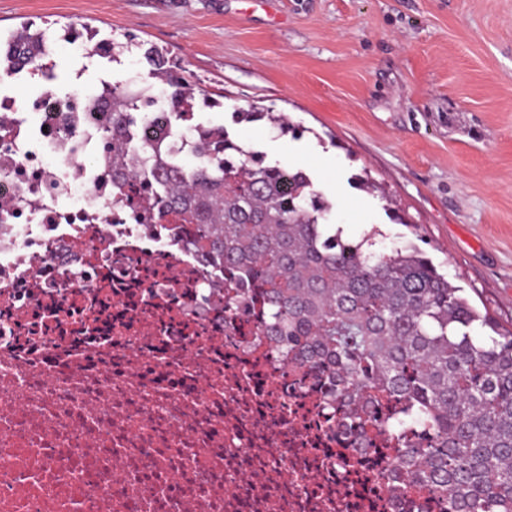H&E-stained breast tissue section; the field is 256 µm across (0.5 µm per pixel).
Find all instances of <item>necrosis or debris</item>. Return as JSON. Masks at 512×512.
Returning a JSON list of instances; mask_svg holds the SVG:
<instances>
[{
	"mask_svg": "<svg viewBox=\"0 0 512 512\" xmlns=\"http://www.w3.org/2000/svg\"><path fill=\"white\" fill-rule=\"evenodd\" d=\"M0 62V512H442L276 361L189 225L112 193L92 93Z\"/></svg>",
	"mask_w": 512,
	"mask_h": 512,
	"instance_id": "1",
	"label": "necrosis or debris"
}]
</instances>
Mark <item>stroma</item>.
<instances>
[{
  "label": "stroma",
  "instance_id": "1",
  "mask_svg": "<svg viewBox=\"0 0 512 512\" xmlns=\"http://www.w3.org/2000/svg\"><path fill=\"white\" fill-rule=\"evenodd\" d=\"M29 21L56 38L63 93L79 65L67 25L128 46L88 86L151 84L144 52L164 49L220 100L199 122L304 170L345 239L418 246L512 329V0H0L1 35ZM253 106L288 114L299 137L238 117Z\"/></svg>",
  "mask_w": 512,
  "mask_h": 512
}]
</instances>
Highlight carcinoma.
I'll return each instance as SVG.
<instances>
[{"mask_svg": "<svg viewBox=\"0 0 512 512\" xmlns=\"http://www.w3.org/2000/svg\"><path fill=\"white\" fill-rule=\"evenodd\" d=\"M52 38L28 26L10 34L16 68L42 59ZM145 58L174 88L170 128L159 143L126 139L145 119L146 88L117 84L101 93L112 113V190L134 176L150 187L156 219L176 214L193 225V245L225 281L256 279L268 302L261 333L280 361L331 378L334 396L351 407L344 423L360 436L382 423L376 405L397 397L387 421L401 436L421 429L390 475L443 499L445 512H512V331L480 314L433 260L409 245L370 250L329 223L332 203L301 169L264 164L222 125L194 122L198 86L152 46ZM283 133L297 127L271 112Z\"/></svg>", "mask_w": 512, "mask_h": 512, "instance_id": "carcinoma-1", "label": "carcinoma"}]
</instances>
